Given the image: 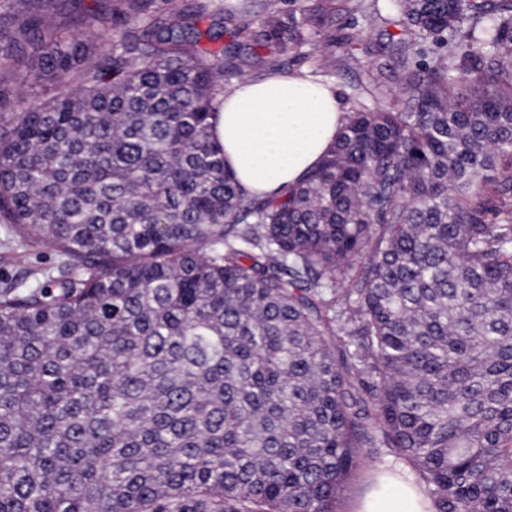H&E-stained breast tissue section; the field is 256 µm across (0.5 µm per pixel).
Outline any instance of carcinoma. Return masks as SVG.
I'll return each instance as SVG.
<instances>
[{"mask_svg":"<svg viewBox=\"0 0 512 512\" xmlns=\"http://www.w3.org/2000/svg\"><path fill=\"white\" fill-rule=\"evenodd\" d=\"M95 2L0 0V222L60 258L0 287V512H336L386 451L512 512V0ZM304 48L377 64L252 196L212 118ZM327 33L338 41L347 35H354L362 43L368 44L374 41L377 31L370 28L361 17L358 16L356 19L348 16L338 19L336 24L328 29Z\"/></svg>","mask_w":512,"mask_h":512,"instance_id":"1","label":"carcinoma"}]
</instances>
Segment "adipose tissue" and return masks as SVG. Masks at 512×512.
Returning <instances> with one entry per match:
<instances>
[{
    "instance_id": "obj_1",
    "label": "adipose tissue",
    "mask_w": 512,
    "mask_h": 512,
    "mask_svg": "<svg viewBox=\"0 0 512 512\" xmlns=\"http://www.w3.org/2000/svg\"><path fill=\"white\" fill-rule=\"evenodd\" d=\"M334 89L295 75L241 80L225 96L213 127L226 167L249 192L273 195L320 165L342 123ZM414 484L381 477L356 512H427Z\"/></svg>"
}]
</instances>
